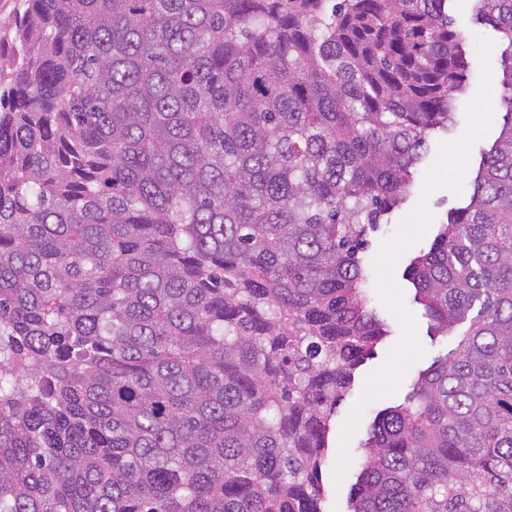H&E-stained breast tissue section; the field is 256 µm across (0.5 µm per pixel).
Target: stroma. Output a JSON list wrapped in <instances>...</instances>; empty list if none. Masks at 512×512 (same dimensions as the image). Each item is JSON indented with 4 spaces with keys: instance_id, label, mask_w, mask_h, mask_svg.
I'll use <instances>...</instances> for the list:
<instances>
[{
    "instance_id": "1",
    "label": "stroma",
    "mask_w": 512,
    "mask_h": 512,
    "mask_svg": "<svg viewBox=\"0 0 512 512\" xmlns=\"http://www.w3.org/2000/svg\"><path fill=\"white\" fill-rule=\"evenodd\" d=\"M476 0H450L448 13L453 18L469 53H476V39L483 36L493 41L491 53L492 69H499L500 54L504 48L503 43L495 41L494 33L490 28L479 26L473 23L472 15ZM480 82L479 66H472L465 91L460 94L455 123L450 131H437L428 143L425 158L421 163L422 170L416 173L414 183L411 186L406 201L391 214L387 224L371 233L368 237V246L364 252L366 263H373L376 254L383 241L390 238L396 231L401 220L417 205L423 188V171L429 168L435 161L440 143L458 138L466 128V106L476 94ZM469 191H462L461 194H454L449 190L440 189L433 192L428 199V207L434 215V220L424 237L406 250L398 259L394 268V280L403 293V301L406 308L414 315L417 323L418 339L425 350L424 356L414 363L405 374L399 390L390 396L377 399L366 406L356 434L350 441L349 451L352 458L351 466L342 482H335L331 462L336 459L339 451L340 435L343 422L360 397L367 376L378 369L385 362L389 351L399 342L401 338V327L397 319L389 312L382 303L379 295H372L371 306L382 319L388 329V334L379 342L373 352L357 365L351 382V387L343 401L337 408L336 416L332 422L329 433V454L330 463L322 469V484L325 490V500L322 504L324 512H349V496L352 485L361 470L365 450L364 443L368 438L370 425L376 414L388 407L404 403L411 391V386L422 370L428 368L438 357L446 355L454 349L461 337V329H454L443 336H430L428 327L429 320L424 314L422 306L413 300L415 290L404 278L405 270L410 260L430 250L441 224L446 223L449 210L465 206L469 201Z\"/></svg>"
}]
</instances>
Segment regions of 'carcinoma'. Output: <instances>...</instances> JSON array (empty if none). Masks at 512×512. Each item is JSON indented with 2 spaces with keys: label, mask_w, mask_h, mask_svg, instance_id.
<instances>
[{
  "label": "carcinoma",
  "mask_w": 512,
  "mask_h": 512,
  "mask_svg": "<svg viewBox=\"0 0 512 512\" xmlns=\"http://www.w3.org/2000/svg\"><path fill=\"white\" fill-rule=\"evenodd\" d=\"M476 2L504 123L405 274L469 325L372 423L349 512H512V0ZM15 5L0 512H322L388 333L360 253L469 75L448 0Z\"/></svg>",
  "instance_id": "obj_1"
}]
</instances>
